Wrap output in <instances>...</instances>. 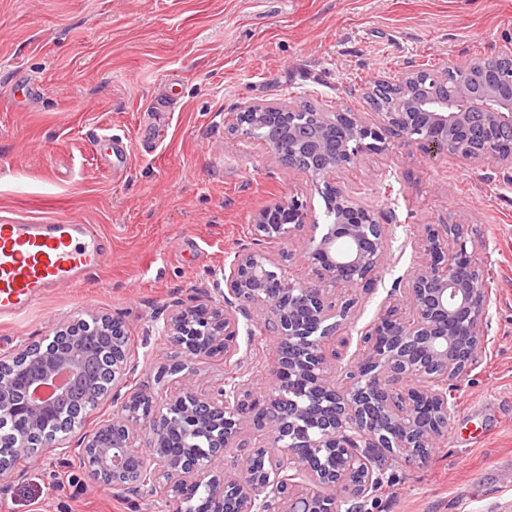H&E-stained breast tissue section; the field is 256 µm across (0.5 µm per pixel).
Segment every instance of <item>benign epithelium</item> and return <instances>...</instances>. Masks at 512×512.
Returning <instances> with one entry per match:
<instances>
[{"label":"benign epithelium","instance_id":"obj_1","mask_svg":"<svg viewBox=\"0 0 512 512\" xmlns=\"http://www.w3.org/2000/svg\"><path fill=\"white\" fill-rule=\"evenodd\" d=\"M477 84L453 91L441 83L424 87L418 72L402 71L392 87L399 90L393 112L369 125L355 112H306L301 122L290 105L251 104L236 134L263 138L270 152L288 168L311 178L325 202L324 224L295 198L258 210L253 218L263 239L290 240L306 225L323 226L320 236L304 241L301 259L312 277L297 280L288 265L261 252H245L222 275L220 306L176 309L162 331L176 355L192 359L211 350L231 358L237 350L238 318L234 301L266 310L265 322L276 336L274 391L259 403L261 419L243 406L248 382L219 388L210 397L194 393L196 373L185 362L158 369L163 381L173 368L183 372L176 397L125 392L131 358L114 343L112 392L88 387L93 360L75 340L72 350L50 354L29 346L0 354V420L12 421L17 443L60 419V406L74 392L100 404L123 396L124 412L85 435L73 453L97 485L128 499L156 492L150 466L162 469L182 492L205 483L216 487L208 512H355L351 502L368 497L378 481V449L401 448L402 461L423 458L420 448H434L448 427V380L463 371V361L482 351L490 300L473 261L474 244L462 224L428 225L425 257L408 277L404 306L386 309L362 336L363 359L343 386L328 377L330 342L351 316L356 300L332 296L331 287L354 288L375 281L390 250L385 225L373 209L360 204L336 183V171L363 155L390 148L388 135L415 146L433 160L454 154L465 161L512 168V53L497 55ZM52 399L38 398L41 390ZM424 399L431 416L422 415ZM261 427L278 453L268 468L251 469L248 461L260 444L239 443L244 428ZM144 434L147 451L135 446ZM243 451L246 464L220 469L229 445Z\"/></svg>","mask_w":512,"mask_h":512}]
</instances>
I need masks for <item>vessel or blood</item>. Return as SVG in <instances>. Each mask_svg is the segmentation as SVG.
Returning <instances> with one entry per match:
<instances>
[{"instance_id": "vessel-or-blood-1", "label": "vessel or blood", "mask_w": 512, "mask_h": 512, "mask_svg": "<svg viewBox=\"0 0 512 512\" xmlns=\"http://www.w3.org/2000/svg\"><path fill=\"white\" fill-rule=\"evenodd\" d=\"M111 259L96 225L0 220V320L26 312L60 284L90 283Z\"/></svg>"}]
</instances>
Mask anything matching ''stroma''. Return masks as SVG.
I'll return each mask as SVG.
<instances>
[{
	"instance_id": "1",
	"label": "stroma",
	"mask_w": 512,
	"mask_h": 512,
	"mask_svg": "<svg viewBox=\"0 0 512 512\" xmlns=\"http://www.w3.org/2000/svg\"><path fill=\"white\" fill-rule=\"evenodd\" d=\"M510 38L512 0H0V219L93 224L112 245L88 286L57 289L0 322V353L47 341L77 317H114L133 340L128 388L179 394V376L156 380L175 354L166 315L208 300L247 250L288 258L292 274L309 277L300 252L311 228L268 242L253 216L292 196L324 213L305 173L232 133L237 112L309 101L375 125L381 117L362 99L375 77L489 58ZM26 79L38 97L23 98ZM104 129L126 145L109 166L96 142ZM336 180L380 212L391 250L382 277L354 290L353 315L331 344L333 382L419 263L426 225H465L491 276L486 349L457 381L447 434L430 462L384 468L362 512H512V486L492 472L512 460V177L452 155L429 162L396 142ZM264 323L248 307L232 359L194 361L198 395L223 386L230 363L254 398L270 393L276 341ZM59 456L16 467L0 512L169 508L115 496L79 463L59 466Z\"/></svg>"
}]
</instances>
